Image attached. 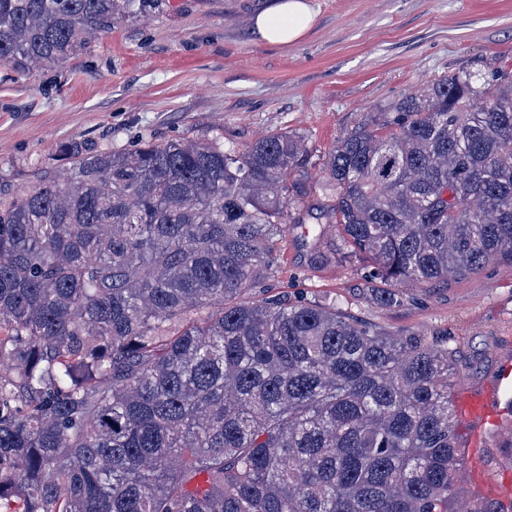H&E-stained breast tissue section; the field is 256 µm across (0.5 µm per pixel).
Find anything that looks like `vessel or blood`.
<instances>
[{"mask_svg": "<svg viewBox=\"0 0 512 512\" xmlns=\"http://www.w3.org/2000/svg\"><path fill=\"white\" fill-rule=\"evenodd\" d=\"M512 392V363H504L499 375L478 387H463L456 396V410L460 419L467 424H491L498 430H505L511 421L504 418L501 410V396Z\"/></svg>", "mask_w": 512, "mask_h": 512, "instance_id": "vessel-or-blood-1", "label": "vessel or blood"}]
</instances>
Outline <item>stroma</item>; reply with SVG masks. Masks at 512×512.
<instances>
[{
  "mask_svg": "<svg viewBox=\"0 0 512 512\" xmlns=\"http://www.w3.org/2000/svg\"><path fill=\"white\" fill-rule=\"evenodd\" d=\"M269 0H159L147 16L117 18L111 31L66 63L34 74L0 65V195L31 170L60 163L62 144L126 147L202 136L244 150L259 135L293 130L316 154L361 116L461 70L512 68V0H311L317 20L281 48L250 32ZM303 225L280 244L269 294L333 303L394 336L445 338L456 387L489 379L512 352V262L490 260L467 277L403 292L377 305L362 263L339 232L322 242L335 261L315 265ZM464 447L469 486L512 500V468Z\"/></svg>",
  "mask_w": 512,
  "mask_h": 512,
  "instance_id": "obj_1",
  "label": "stroma"
}]
</instances>
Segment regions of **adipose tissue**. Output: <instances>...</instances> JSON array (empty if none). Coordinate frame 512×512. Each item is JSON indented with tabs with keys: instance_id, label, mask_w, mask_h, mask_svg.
<instances>
[{
	"instance_id": "adipose-tissue-1",
	"label": "adipose tissue",
	"mask_w": 512,
	"mask_h": 512,
	"mask_svg": "<svg viewBox=\"0 0 512 512\" xmlns=\"http://www.w3.org/2000/svg\"><path fill=\"white\" fill-rule=\"evenodd\" d=\"M315 17L310 0H275L268 9L256 13L252 30L267 43L285 47L300 41Z\"/></svg>"
}]
</instances>
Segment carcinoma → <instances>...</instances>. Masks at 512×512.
Wrapping results in <instances>:
<instances>
[{
  "label": "carcinoma",
  "instance_id": "cac0c4a2",
  "mask_svg": "<svg viewBox=\"0 0 512 512\" xmlns=\"http://www.w3.org/2000/svg\"><path fill=\"white\" fill-rule=\"evenodd\" d=\"M156 0H0V64L75 58ZM0 200V512H512L466 496L448 342L258 299L308 224L374 300L512 260V72L307 137L73 141Z\"/></svg>",
  "mask_w": 512,
  "mask_h": 512
}]
</instances>
